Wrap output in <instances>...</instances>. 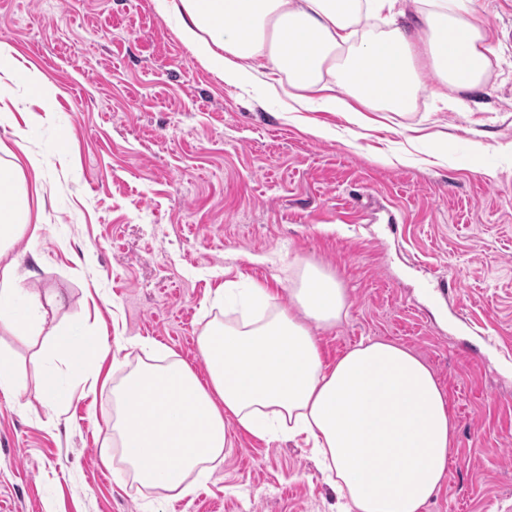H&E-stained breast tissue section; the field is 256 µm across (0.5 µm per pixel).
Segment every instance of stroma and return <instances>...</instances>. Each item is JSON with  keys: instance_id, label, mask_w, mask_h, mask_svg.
I'll use <instances>...</instances> for the list:
<instances>
[{"instance_id": "1", "label": "stroma", "mask_w": 512, "mask_h": 512, "mask_svg": "<svg viewBox=\"0 0 512 512\" xmlns=\"http://www.w3.org/2000/svg\"><path fill=\"white\" fill-rule=\"evenodd\" d=\"M494 53L478 90L445 108L351 125L321 103L289 112L277 76L224 84L156 0H0V46L46 78L50 113L22 99L0 143L43 163L37 235L0 257L35 294L42 335L0 332V512H336L304 438L267 440L227 418L223 462L193 494H132L115 471L112 393L149 340L197 373L217 289L266 284L277 305L304 265L334 274L348 312L313 329L325 363L362 338L420 357L455 425L450 474L425 512H512V0H476ZM328 127V138L313 135ZM71 135L61 150L62 131ZM61 323L92 337L64 407L37 363ZM98 375L95 393L79 377Z\"/></svg>"}]
</instances>
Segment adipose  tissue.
Masks as SVG:
<instances>
[{"label": "adipose tissue", "mask_w": 512, "mask_h": 512, "mask_svg": "<svg viewBox=\"0 0 512 512\" xmlns=\"http://www.w3.org/2000/svg\"><path fill=\"white\" fill-rule=\"evenodd\" d=\"M405 28L401 0H159L194 56L226 84L250 85L256 67L286 76L287 96L366 126L368 112H405L429 69L439 84L478 88L491 34L472 19L475 0H419ZM387 32L355 40L362 18ZM40 165L30 154L0 162V252L40 222ZM13 265L0 268V329L32 330ZM290 308L253 286L241 318L211 322L198 338L207 365L146 352L117 386L112 438L121 476L186 495L222 462L225 420L262 439L304 436L333 485L339 512H424L446 472L454 424L446 395L412 351L367 339L326 364L311 327L336 325L348 296L334 275L305 265Z\"/></svg>", "instance_id": "adipose-tissue-1"}]
</instances>
